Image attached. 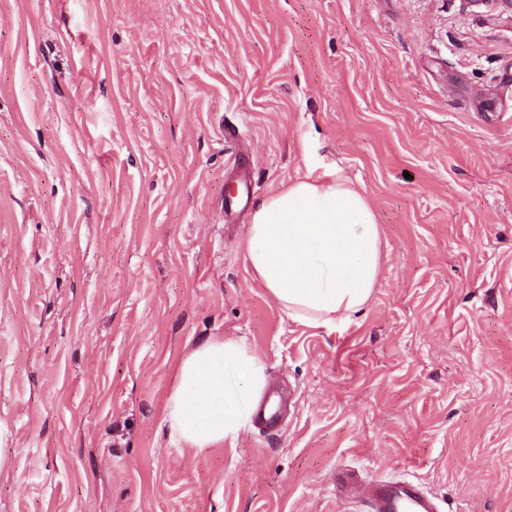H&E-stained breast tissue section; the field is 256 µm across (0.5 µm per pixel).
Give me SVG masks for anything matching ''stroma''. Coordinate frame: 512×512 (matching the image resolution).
Segmentation results:
<instances>
[{
	"label": "stroma",
	"instance_id": "35a3bbf8",
	"mask_svg": "<svg viewBox=\"0 0 512 512\" xmlns=\"http://www.w3.org/2000/svg\"><path fill=\"white\" fill-rule=\"evenodd\" d=\"M332 172L381 273L310 327L244 244ZM212 336L289 404L199 454L165 409ZM349 475L512 512V7L0 0V512H368Z\"/></svg>",
	"mask_w": 512,
	"mask_h": 512
}]
</instances>
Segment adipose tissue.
I'll return each instance as SVG.
<instances>
[{
    "instance_id": "adipose-tissue-1",
    "label": "adipose tissue",
    "mask_w": 512,
    "mask_h": 512,
    "mask_svg": "<svg viewBox=\"0 0 512 512\" xmlns=\"http://www.w3.org/2000/svg\"><path fill=\"white\" fill-rule=\"evenodd\" d=\"M245 253L286 315L310 326L358 311L380 264L375 216L349 182L299 180L255 209ZM263 366L236 340L213 336L181 360L166 421L184 447L204 453L237 439L255 416Z\"/></svg>"
}]
</instances>
